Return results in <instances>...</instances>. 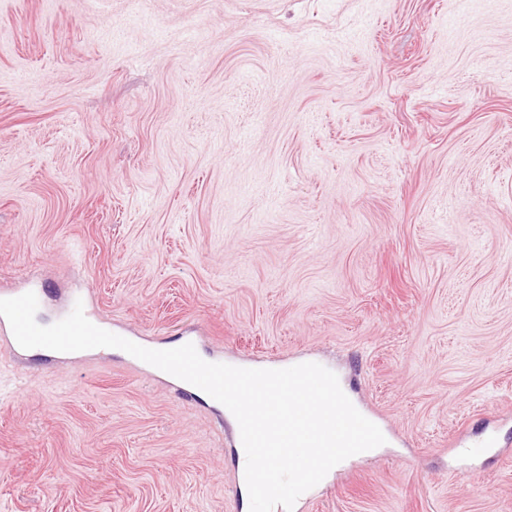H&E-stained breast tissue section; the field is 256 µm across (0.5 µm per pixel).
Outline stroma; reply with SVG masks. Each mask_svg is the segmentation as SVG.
<instances>
[{
    "label": "stroma",
    "mask_w": 512,
    "mask_h": 512,
    "mask_svg": "<svg viewBox=\"0 0 512 512\" xmlns=\"http://www.w3.org/2000/svg\"><path fill=\"white\" fill-rule=\"evenodd\" d=\"M386 429L311 512H512V0H0V289ZM223 406L0 345V512H249ZM495 434L501 452L471 453Z\"/></svg>",
    "instance_id": "stroma-1"
}]
</instances>
